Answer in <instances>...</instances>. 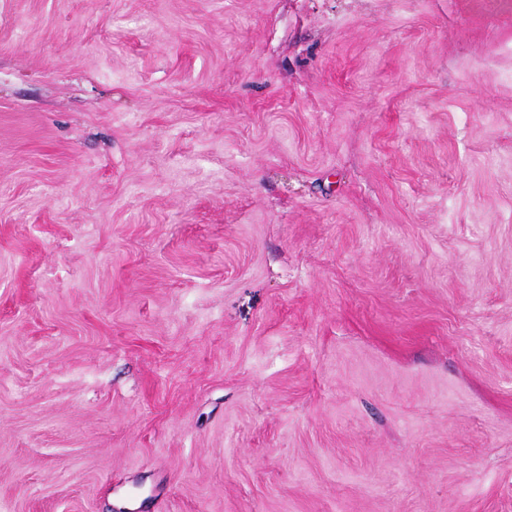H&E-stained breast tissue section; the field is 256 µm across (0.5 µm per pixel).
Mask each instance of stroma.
<instances>
[{
	"mask_svg": "<svg viewBox=\"0 0 512 512\" xmlns=\"http://www.w3.org/2000/svg\"><path fill=\"white\" fill-rule=\"evenodd\" d=\"M0 512H512V0H0Z\"/></svg>",
	"mask_w": 512,
	"mask_h": 512,
	"instance_id": "1",
	"label": "stroma"
}]
</instances>
